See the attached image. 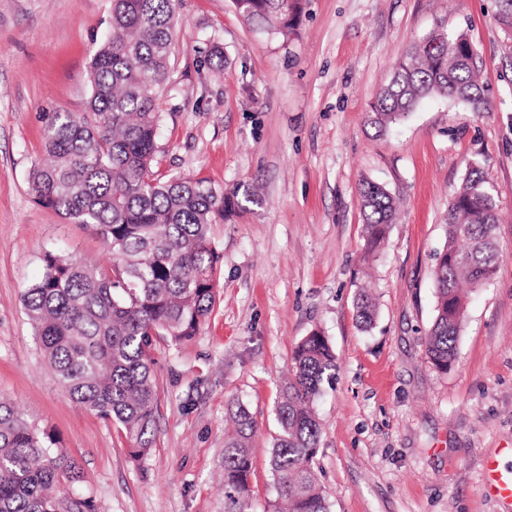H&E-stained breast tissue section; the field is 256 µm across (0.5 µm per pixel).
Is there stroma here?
I'll return each mask as SVG.
<instances>
[{
    "label": "stroma",
    "mask_w": 512,
    "mask_h": 512,
    "mask_svg": "<svg viewBox=\"0 0 512 512\" xmlns=\"http://www.w3.org/2000/svg\"><path fill=\"white\" fill-rule=\"evenodd\" d=\"M496 0H305L293 34L249 25L231 0H181L171 76L159 91L156 168L261 204L212 227L219 292L189 342L158 339L157 433L143 459L111 422L73 403L22 308L45 252L107 260L87 228L38 205L45 112L89 109L87 70L112 0H0V399L74 458L97 512H224L227 406L247 405L250 501L276 497L274 403L296 344L324 336L336 382L317 400L314 470L329 512H512L484 490V462L512 448V34ZM467 36L490 99H422L386 134L367 122L399 60L432 31ZM222 53L223 69L213 53ZM494 196L499 267L471 291L447 371L426 356L433 269L448 205L471 167ZM386 187L397 213L364 259L359 189ZM370 286L378 315L356 320Z\"/></svg>",
    "instance_id": "1"
}]
</instances>
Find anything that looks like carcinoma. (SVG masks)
Returning a JSON list of instances; mask_svg holds the SVG:
<instances>
[{
	"mask_svg": "<svg viewBox=\"0 0 512 512\" xmlns=\"http://www.w3.org/2000/svg\"><path fill=\"white\" fill-rule=\"evenodd\" d=\"M179 0H112L110 30L88 67L89 111L43 115L47 161L31 173L38 204L98 236L111 258L91 264L47 252L44 271L25 289V315L64 392L117 424L133 458L148 455L158 395L155 339L191 340L217 294L219 255L212 226L259 203L255 189L230 194L204 180L163 179L158 88L169 79ZM248 22L284 37L293 33L304 0H233ZM496 19L512 30V0H497ZM457 97L489 109L474 47L461 33L448 41L430 34L414 44L371 105L382 132L422 99ZM363 250H380L396 202L381 185L360 189ZM498 213L482 172L472 169L448 208L446 243L433 271L436 309L427 336L430 362L446 371L456 358L465 316L464 288L497 270ZM377 314L373 295L356 302L361 326ZM336 355L317 333L292 354L276 401L279 426L269 458L277 490L272 512H329L313 461L321 437L315 399L336 380ZM224 433L225 512H252L248 496L256 421L243 404L230 405ZM52 435L34 428L14 404L0 402V512H83L89 504L56 494L59 477L80 482L75 463L53 451Z\"/></svg>",
	"mask_w": 512,
	"mask_h": 512,
	"instance_id": "carcinoma-1",
	"label": "carcinoma"
}]
</instances>
